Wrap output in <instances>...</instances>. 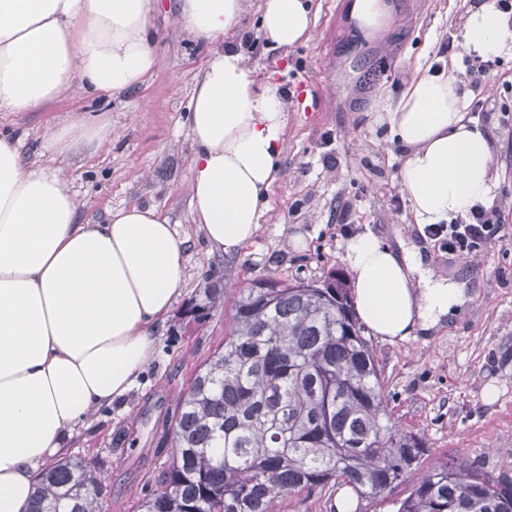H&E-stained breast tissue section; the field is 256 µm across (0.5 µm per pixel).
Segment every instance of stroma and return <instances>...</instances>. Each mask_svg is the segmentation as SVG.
Returning a JSON list of instances; mask_svg holds the SVG:
<instances>
[{
  "mask_svg": "<svg viewBox=\"0 0 512 512\" xmlns=\"http://www.w3.org/2000/svg\"><path fill=\"white\" fill-rule=\"evenodd\" d=\"M348 3L312 0L310 38L283 48L260 27L262 0H244L236 29L224 37L244 56L256 89L276 81L287 102L280 172L256 236L231 255L210 251L192 221L187 112L211 48L184 28L176 0H158L152 43L159 63L139 84L92 97L76 81L41 108L0 112V131L17 139L26 162L65 175L82 222L101 223L123 206H153L186 240V282L158 330L156 357L132 391L98 412L66 451L94 466L101 512H140L157 490L158 472L174 452L179 398L223 345L241 290L267 278L289 284L347 273L344 241L366 231L420 250L428 267L464 283L470 297L460 316L429 336L370 339L394 418L428 448L421 471L461 454L490 476L512 478V131L493 114L483 125L498 151L495 202L505 224L500 237L463 259L415 223L400 184L406 150L391 139L376 107L382 97L399 98L417 70L451 65L466 74L460 52L444 46L475 5L397 0L393 20L367 38L348 25ZM246 34L253 39L248 46ZM464 96L512 110V55L501 56ZM102 117L108 129L101 138L74 139L61 153L45 148L47 129ZM214 288L223 304H212ZM195 305L209 309L200 326L189 314ZM489 387L498 391L491 403L483 396Z\"/></svg>",
  "mask_w": 512,
  "mask_h": 512,
  "instance_id": "obj_1",
  "label": "stroma"
}]
</instances>
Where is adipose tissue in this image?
I'll return each instance as SVG.
<instances>
[{
  "mask_svg": "<svg viewBox=\"0 0 512 512\" xmlns=\"http://www.w3.org/2000/svg\"><path fill=\"white\" fill-rule=\"evenodd\" d=\"M157 0H0V112L51 102L80 79L91 95L121 91L156 68L149 30ZM243 0H177L186 28L213 44L190 99L193 220L211 251L236 252L258 231L286 126L277 87L255 91L239 52L219 44ZM309 0H265L261 26L279 47L311 29ZM391 0H353L350 19L375 33ZM463 53L512 54V24L492 0L460 32ZM456 68L416 71L397 102L380 103L408 149L401 189L427 226L492 200L495 150L465 117ZM185 240L151 207L81 223L62 174L27 164L0 135V512H28L36 474L89 419L122 400L157 352L158 327L185 281ZM360 322L388 341L438 329L466 302L418 252L371 232L344 242Z\"/></svg>",
  "mask_w": 512,
  "mask_h": 512,
  "instance_id": "1",
  "label": "adipose tissue"
}]
</instances>
